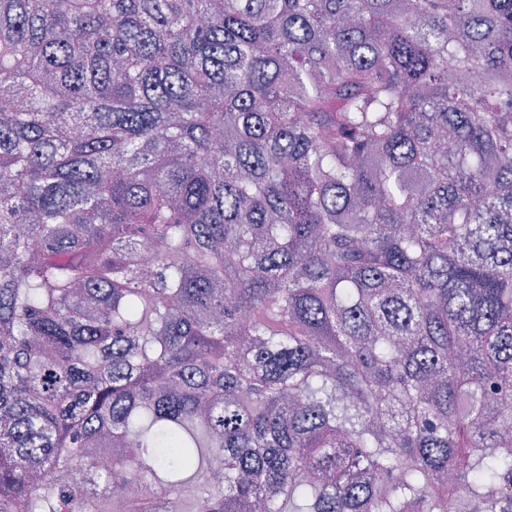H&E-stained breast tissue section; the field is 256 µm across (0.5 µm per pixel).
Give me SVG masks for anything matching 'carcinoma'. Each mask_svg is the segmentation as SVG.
Wrapping results in <instances>:
<instances>
[{"mask_svg": "<svg viewBox=\"0 0 512 512\" xmlns=\"http://www.w3.org/2000/svg\"><path fill=\"white\" fill-rule=\"evenodd\" d=\"M512 0H0V512H512Z\"/></svg>", "mask_w": 512, "mask_h": 512, "instance_id": "cac0c4a2", "label": "carcinoma"}]
</instances>
